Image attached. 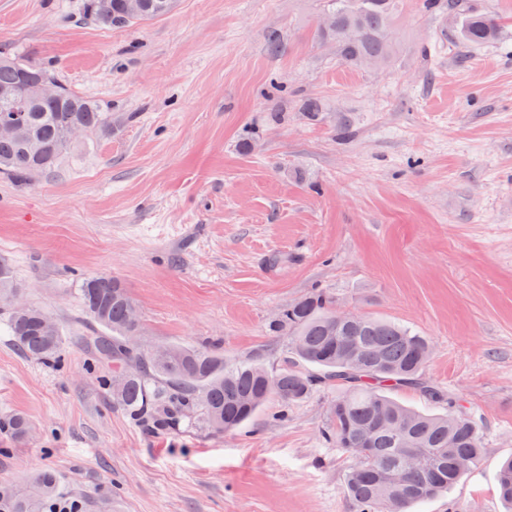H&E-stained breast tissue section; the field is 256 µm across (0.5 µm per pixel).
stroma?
Returning <instances> with one entry per match:
<instances>
[{"mask_svg": "<svg viewBox=\"0 0 512 512\" xmlns=\"http://www.w3.org/2000/svg\"><path fill=\"white\" fill-rule=\"evenodd\" d=\"M83 0H0V54L50 67L112 112L53 173L0 174V261L67 341L61 364L17 350L0 305V485L54 471L82 512H355L350 458L325 438L338 391L241 429L157 433L113 404L75 339L90 335L78 280L108 275L143 342L219 344L269 370L290 357L267 325L323 288L352 311L427 336L425 375L483 422L485 455L415 512H505L512 457V0H470L496 42L470 49L448 16L403 0L396 58L340 66L321 0H178L130 29L82 18ZM280 36L278 51L267 44ZM319 99L309 117L302 103ZM277 266H269L270 258Z\"/></svg>", "mask_w": 512, "mask_h": 512, "instance_id": "obj_1", "label": "stroma"}]
</instances>
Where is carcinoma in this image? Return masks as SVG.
Instances as JSON below:
<instances>
[{
  "label": "carcinoma",
  "instance_id": "obj_1",
  "mask_svg": "<svg viewBox=\"0 0 512 512\" xmlns=\"http://www.w3.org/2000/svg\"><path fill=\"white\" fill-rule=\"evenodd\" d=\"M326 27H318L321 43L331 45L338 64L357 69L387 66L394 53L393 25L399 0H325ZM420 9H448L455 20L454 36L465 47H477L498 37L495 19L475 11L468 0H418ZM176 0H139L129 12V0H85L84 18L96 25L129 28L168 15ZM54 80L48 70L21 57L0 56V124L21 123L24 138L0 136V172L30 181L52 172L70 149L69 130L86 135L112 132V112L103 103L57 84L56 96L39 99L34 88ZM22 288L9 267L0 264V298ZM82 310L100 330L80 339L98 357L112 359L115 375L105 386L112 401L147 428L176 432L193 415L212 430L228 433L250 420L271 400L280 403L277 416L315 390L336 384L327 436L347 452L345 488L356 512H408L417 503L451 489L484 454L480 426L469 413L456 409L448 393L424 378L433 349L430 340L393 321L355 313L336 321L337 302L323 290H313L291 302L269 324L277 336L288 337L291 360L274 372L253 362H224V354L182 344H161L139 351L126 337L142 329L132 319L133 303L121 283L104 275L80 281ZM45 311L27 306L11 311L9 328L24 354L48 363L60 362L64 335L58 324H44ZM131 362L140 365L126 374ZM401 388L418 391L444 408L424 413L402 405L390 393ZM425 461L414 465L408 452ZM499 497L512 505V458L497 473ZM27 493L0 487V506L7 512H46L58 496L53 472L40 470L27 479Z\"/></svg>",
  "mask_w": 512,
  "mask_h": 512
}]
</instances>
